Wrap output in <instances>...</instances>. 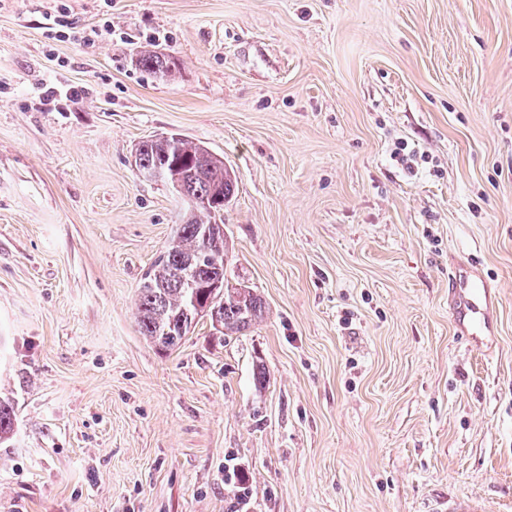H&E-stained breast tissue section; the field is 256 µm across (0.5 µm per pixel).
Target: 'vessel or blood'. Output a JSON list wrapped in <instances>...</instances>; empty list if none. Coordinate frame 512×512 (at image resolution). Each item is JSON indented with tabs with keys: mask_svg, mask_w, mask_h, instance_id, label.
Wrapping results in <instances>:
<instances>
[{
	"mask_svg": "<svg viewBox=\"0 0 512 512\" xmlns=\"http://www.w3.org/2000/svg\"><path fill=\"white\" fill-rule=\"evenodd\" d=\"M448 286L458 329L475 338L492 335L496 292L477 265L469 260L453 263L448 272Z\"/></svg>",
	"mask_w": 512,
	"mask_h": 512,
	"instance_id": "b4317fda",
	"label": "vessel or blood"
}]
</instances>
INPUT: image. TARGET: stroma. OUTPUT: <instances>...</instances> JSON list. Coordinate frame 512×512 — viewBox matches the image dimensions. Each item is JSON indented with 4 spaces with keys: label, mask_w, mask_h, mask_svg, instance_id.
I'll list each match as a JSON object with an SVG mask.
<instances>
[{
    "label": "stroma",
    "mask_w": 512,
    "mask_h": 512,
    "mask_svg": "<svg viewBox=\"0 0 512 512\" xmlns=\"http://www.w3.org/2000/svg\"><path fill=\"white\" fill-rule=\"evenodd\" d=\"M170 134L235 171L265 313L162 354L137 288L188 205L134 155ZM458 258L498 284L483 351ZM0 395V512H512V0H0ZM83 90H77L75 87H70L69 85H57L56 87H51V90L43 92V99L50 103L54 104V109L56 112H65L66 108L61 106H68V102H76L81 95ZM65 102L64 104L61 102Z\"/></svg>",
    "instance_id": "stroma-1"
}]
</instances>
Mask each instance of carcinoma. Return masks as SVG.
Returning <instances> with one entry per match:
<instances>
[{
	"instance_id": "cac0c4a2",
	"label": "carcinoma",
	"mask_w": 512,
	"mask_h": 512,
	"mask_svg": "<svg viewBox=\"0 0 512 512\" xmlns=\"http://www.w3.org/2000/svg\"><path fill=\"white\" fill-rule=\"evenodd\" d=\"M139 64L154 73H170L174 61L150 50L140 51ZM140 176L169 184L181 198L196 205L176 225L166 250L146 272L138 288L139 332L160 352L178 348L196 320L205 316L232 336L248 330L265 312L263 299L246 285L226 278L229 242L224 233V205L237 185L235 172L202 144L179 135L144 141L138 148ZM223 280L224 287L212 283ZM15 411L0 398V441L14 433Z\"/></svg>"
}]
</instances>
